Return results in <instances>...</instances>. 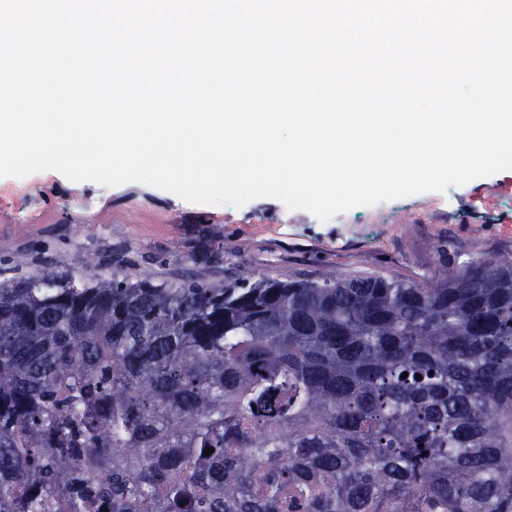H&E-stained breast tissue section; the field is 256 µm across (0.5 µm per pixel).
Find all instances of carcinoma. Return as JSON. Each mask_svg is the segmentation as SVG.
Returning a JSON list of instances; mask_svg holds the SVG:
<instances>
[{"label":"carcinoma","mask_w":512,"mask_h":512,"mask_svg":"<svg viewBox=\"0 0 512 512\" xmlns=\"http://www.w3.org/2000/svg\"><path fill=\"white\" fill-rule=\"evenodd\" d=\"M90 508L512 512V259L0 281V512Z\"/></svg>","instance_id":"1"}]
</instances>
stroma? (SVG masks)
Returning a JSON list of instances; mask_svg holds the SVG:
<instances>
[{
    "label": "stroma",
    "mask_w": 512,
    "mask_h": 512,
    "mask_svg": "<svg viewBox=\"0 0 512 512\" xmlns=\"http://www.w3.org/2000/svg\"><path fill=\"white\" fill-rule=\"evenodd\" d=\"M512 258V171L443 192L356 207L322 222L269 197L190 203L139 182L55 171L0 177V280L52 264L87 279L119 272L215 286L231 278L384 276L433 284L449 269Z\"/></svg>",
    "instance_id": "35a3bbf8"
}]
</instances>
